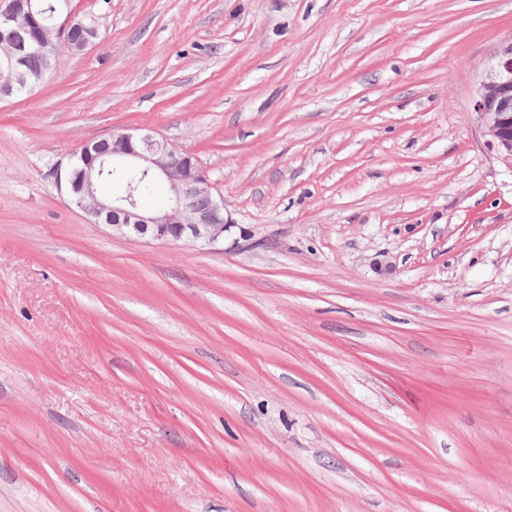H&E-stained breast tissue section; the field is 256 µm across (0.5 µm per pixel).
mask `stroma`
I'll return each instance as SVG.
<instances>
[{
	"instance_id": "stroma-1",
	"label": "stroma",
	"mask_w": 512,
	"mask_h": 512,
	"mask_svg": "<svg viewBox=\"0 0 512 512\" xmlns=\"http://www.w3.org/2000/svg\"><path fill=\"white\" fill-rule=\"evenodd\" d=\"M0 100V512H512V0H75ZM193 152L223 244L90 221L85 141ZM473 108L492 148L512 165V42L495 56Z\"/></svg>"
}]
</instances>
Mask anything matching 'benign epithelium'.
<instances>
[{"label":"benign epithelium","instance_id":"obj_1","mask_svg":"<svg viewBox=\"0 0 512 512\" xmlns=\"http://www.w3.org/2000/svg\"><path fill=\"white\" fill-rule=\"evenodd\" d=\"M55 24L40 21L37 0H0V97L13 94L25 80L26 46L15 37L14 28L27 23L30 40L50 69L57 47L73 53L92 47L99 36L92 18H81L72 0H57ZM485 134L502 160L512 165V42L495 56L473 104ZM112 157V171L150 178L167 186L168 205L147 211L133 199L135 187L127 183L124 193L105 195L98 184L105 172V157ZM49 177L58 191L84 210L96 223L120 234L149 238L159 243L191 241L205 246L224 241L230 224L224 203L212 192L206 170L190 152L175 148L150 134L115 130L108 137L83 143L70 159L56 163Z\"/></svg>","mask_w":512,"mask_h":512}]
</instances>
